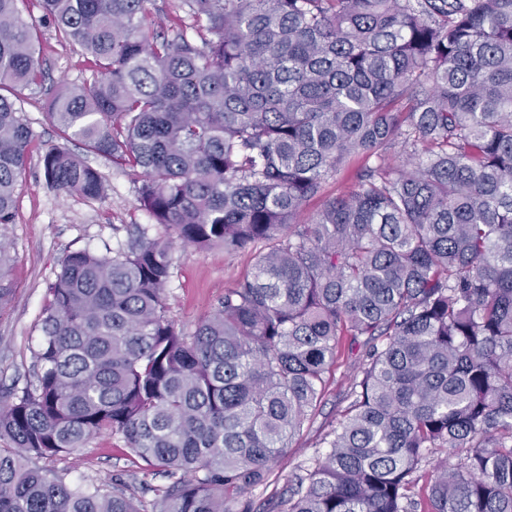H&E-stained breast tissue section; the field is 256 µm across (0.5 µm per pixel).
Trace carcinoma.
<instances>
[{
  "label": "carcinoma",
  "mask_w": 512,
  "mask_h": 512,
  "mask_svg": "<svg viewBox=\"0 0 512 512\" xmlns=\"http://www.w3.org/2000/svg\"><path fill=\"white\" fill-rule=\"evenodd\" d=\"M18 2L0 0L2 227L33 134L1 90L43 80ZM39 2L93 76L49 105L47 184L105 198L76 141L182 244L255 266L187 331L149 228L66 254L36 380L0 404V512H255L346 344L350 405L279 512H512V0H181L166 28L154 0ZM353 158L354 187L325 194ZM11 261L0 245V308ZM102 432L166 473L152 510L46 465Z\"/></svg>",
  "instance_id": "1"
}]
</instances>
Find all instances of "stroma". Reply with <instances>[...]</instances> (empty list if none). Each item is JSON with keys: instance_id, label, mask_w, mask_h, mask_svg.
<instances>
[{"instance_id": "stroma-1", "label": "stroma", "mask_w": 512, "mask_h": 512, "mask_svg": "<svg viewBox=\"0 0 512 512\" xmlns=\"http://www.w3.org/2000/svg\"><path fill=\"white\" fill-rule=\"evenodd\" d=\"M24 18L39 22L41 39L35 58L44 73L41 85L18 92L17 108L33 131L27 168L17 191L14 224L0 229V239L11 251L13 295L0 309V391L22 389L35 379L34 353L40 339L39 318L48 299L47 288L54 281L61 259L70 252L91 249L103 254L125 246L136 226H150L152 236H161L151 217L136 199L131 177L104 157L88 155V162L103 175L107 196L88 201L78 194L51 188L44 177L41 155L55 143L56 133L47 116V102L61 87L90 81L91 73L80 48L61 44L53 27L42 19L38 0H25ZM174 274L166 290L169 317L178 327L190 330L208 314L227 289L253 271L254 255L248 251L227 254L202 253L196 248L174 243ZM351 356L342 352L325 375V390L309 428L293 440L273 473L270 486L251 491L255 503H263L274 492L293 484L302 467L322 454V439L341 419L349 404L347 376ZM54 466L68 481L125 482L130 492L141 484L165 485L163 476L145 474L133 463L124 442L117 435L101 434L92 438L79 453L62 456Z\"/></svg>"}]
</instances>
